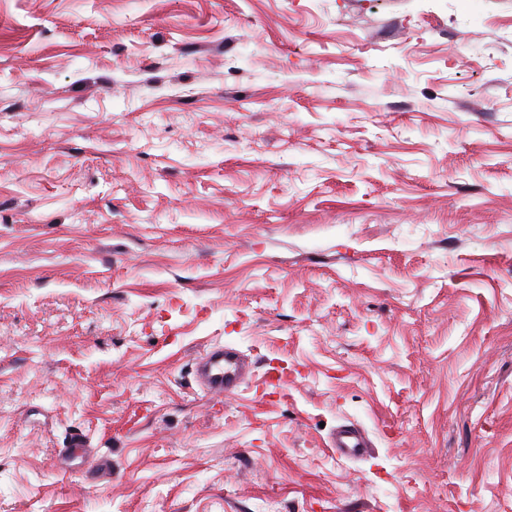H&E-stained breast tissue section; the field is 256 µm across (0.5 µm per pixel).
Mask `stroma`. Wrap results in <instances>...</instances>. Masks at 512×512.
<instances>
[{
  "instance_id": "1",
  "label": "stroma",
  "mask_w": 512,
  "mask_h": 512,
  "mask_svg": "<svg viewBox=\"0 0 512 512\" xmlns=\"http://www.w3.org/2000/svg\"><path fill=\"white\" fill-rule=\"evenodd\" d=\"M0 512H512V0H0ZM252 363L238 350L210 345L195 358L199 386L213 399L235 396L251 375ZM328 448L344 458L369 456L372 449L366 433L354 424H344L336 428L329 439Z\"/></svg>"
}]
</instances>
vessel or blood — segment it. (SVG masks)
I'll use <instances>...</instances> for the list:
<instances>
[{
  "label": "vessel or blood",
  "instance_id": "vessel-or-blood-1",
  "mask_svg": "<svg viewBox=\"0 0 512 512\" xmlns=\"http://www.w3.org/2000/svg\"><path fill=\"white\" fill-rule=\"evenodd\" d=\"M252 369L251 362L238 350L218 344L210 345L195 359L197 382L214 399L235 396ZM328 446L344 458H360L371 453L366 433L353 424L338 426Z\"/></svg>",
  "mask_w": 512,
  "mask_h": 512
}]
</instances>
